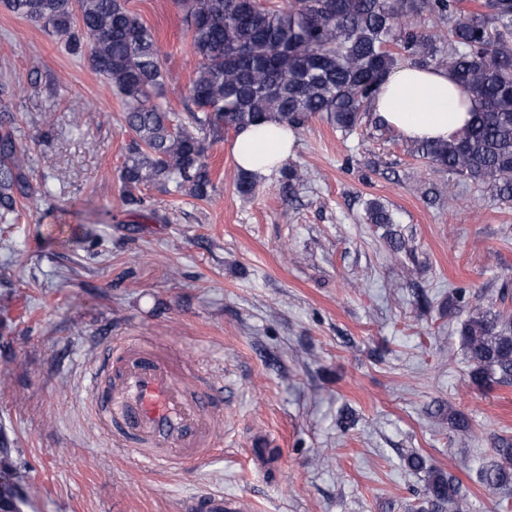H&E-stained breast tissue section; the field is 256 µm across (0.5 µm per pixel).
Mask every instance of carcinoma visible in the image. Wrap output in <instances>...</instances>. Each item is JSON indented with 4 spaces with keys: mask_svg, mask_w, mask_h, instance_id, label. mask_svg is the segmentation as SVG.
<instances>
[{
    "mask_svg": "<svg viewBox=\"0 0 512 512\" xmlns=\"http://www.w3.org/2000/svg\"><path fill=\"white\" fill-rule=\"evenodd\" d=\"M15 16L64 42L87 59L124 100L129 135L120 171L124 204L145 207L143 190L206 200L214 189L206 142L265 118L297 129L326 115L347 136L356 131L398 63L450 69L472 100L467 125L447 141H421L414 152L431 166L487 185L512 198V0H174L192 32L196 58L191 106L169 112L154 98L165 84L157 39L131 0H0ZM428 14L446 29H415ZM234 182L251 194L256 176L241 169ZM38 192L32 159L14 113L0 112V222L19 216ZM373 224H392V212L369 203ZM471 383L512 384V312L505 307L469 317L458 329ZM495 459L479 476L490 491L512 489V438L494 442ZM411 471L426 472L421 512H464L466 497L452 476L412 454ZM21 498L18 470L0 448V504Z\"/></svg>",
    "mask_w": 512,
    "mask_h": 512,
    "instance_id": "obj_1",
    "label": "carcinoma"
}]
</instances>
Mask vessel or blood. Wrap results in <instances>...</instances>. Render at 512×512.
<instances>
[{"label": "vessel or blood", "mask_w": 512, "mask_h": 512, "mask_svg": "<svg viewBox=\"0 0 512 512\" xmlns=\"http://www.w3.org/2000/svg\"><path fill=\"white\" fill-rule=\"evenodd\" d=\"M180 358L126 336L101 353L90 380L97 421L119 447L161 467L204 464L224 425L220 387L203 373L185 382ZM180 512H241L236 497L200 491Z\"/></svg>", "instance_id": "vessel-or-blood-1"}]
</instances>
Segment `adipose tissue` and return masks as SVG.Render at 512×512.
<instances>
[{
  "mask_svg": "<svg viewBox=\"0 0 512 512\" xmlns=\"http://www.w3.org/2000/svg\"><path fill=\"white\" fill-rule=\"evenodd\" d=\"M470 106L448 68L399 67L387 74L372 109L386 126L416 141L449 139L465 126ZM295 147V131L267 118L239 131L231 151L239 167L265 175L285 164Z\"/></svg>",
  "mask_w": 512,
  "mask_h": 512,
  "instance_id": "adipose-tissue-1",
  "label": "adipose tissue"
}]
</instances>
